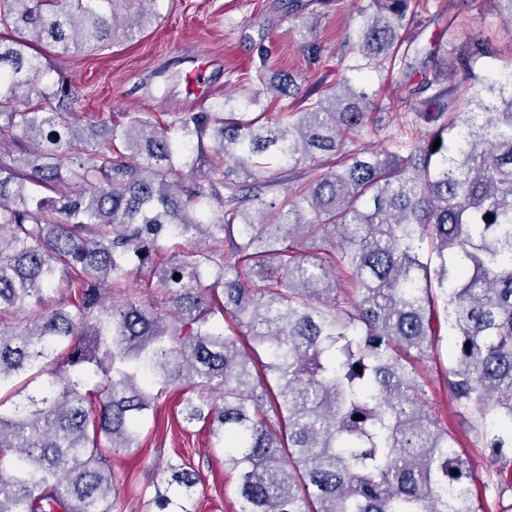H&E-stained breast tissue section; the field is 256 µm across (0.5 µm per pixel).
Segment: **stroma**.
Segmentation results:
<instances>
[{"instance_id": "1", "label": "stroma", "mask_w": 512, "mask_h": 512, "mask_svg": "<svg viewBox=\"0 0 512 512\" xmlns=\"http://www.w3.org/2000/svg\"><path fill=\"white\" fill-rule=\"evenodd\" d=\"M366 0H157V21L132 41H119L107 50L76 57L50 56L54 71L76 87V112L95 113L112 122L126 112L166 114L197 105L186 90L188 73L207 71L213 95L242 98L257 91V68L267 74L290 73L302 91L340 82L347 51L348 28L360 21ZM454 20V51L468 56L473 45L497 51L493 62L478 60L501 72L512 70V20L493 0H428L415 15L405 37L425 44L439 31L435 13ZM453 357L449 336H441L438 357L427 374V391L456 448L470 460L477 482L486 481L489 462L470 432L464 414L448 396L445 371ZM188 385L169 386L153 412L145 418L139 445L112 455L116 492L125 512H145L168 462H181L198 476V512H236L235 477L224 469V452L213 447L207 427L184 420Z\"/></svg>"}]
</instances>
